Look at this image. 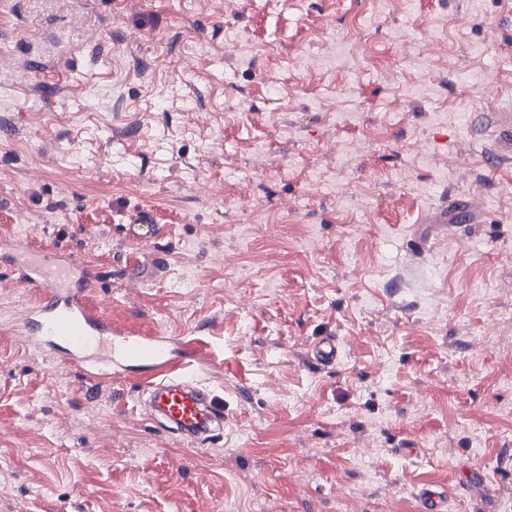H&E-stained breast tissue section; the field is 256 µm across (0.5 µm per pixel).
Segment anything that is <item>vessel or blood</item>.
I'll return each instance as SVG.
<instances>
[{
    "label": "vessel or blood",
    "instance_id": "1",
    "mask_svg": "<svg viewBox=\"0 0 512 512\" xmlns=\"http://www.w3.org/2000/svg\"><path fill=\"white\" fill-rule=\"evenodd\" d=\"M484 121L491 130L493 156L511 159L512 107L485 113ZM155 228L152 210L144 208L131 213L121 226L126 237L135 240ZM167 266L166 252L158 250L145 261L125 257L117 273L125 281L154 280ZM0 269L37 294L14 327L31 347L65 363L94 368L103 378L144 369L139 405L145 416L188 445L210 442L223 431L224 405L196 380L191 362L184 357L182 338L162 332L121 334L113 329L108 314L93 301L103 280L98 268L73 253L12 236L0 238ZM308 356L317 365L334 366L340 358L336 338H316ZM447 497V491L423 488L416 498V512H443Z\"/></svg>",
    "mask_w": 512,
    "mask_h": 512
}]
</instances>
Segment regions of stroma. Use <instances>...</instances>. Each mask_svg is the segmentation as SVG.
<instances>
[{"mask_svg":"<svg viewBox=\"0 0 512 512\" xmlns=\"http://www.w3.org/2000/svg\"><path fill=\"white\" fill-rule=\"evenodd\" d=\"M509 100L512 0H0V235L166 248L94 302L224 404L162 432L26 348L0 271V512H512V161L472 123ZM126 237L135 240L143 239L156 233V225L153 211L150 209H138L131 213L124 224H119ZM146 227L148 231L144 233L142 229ZM148 261L138 257L127 256L120 261L117 269L118 276L124 281L154 280L162 276L167 269V253L156 250L149 255ZM308 356L315 364L332 367L340 358V349L335 336H320L312 342ZM447 497V490L438 491L428 487L422 488L416 498V511L443 512Z\"/></svg>","mask_w":512,"mask_h":512,"instance_id":"obj_1","label":"stroma"}]
</instances>
